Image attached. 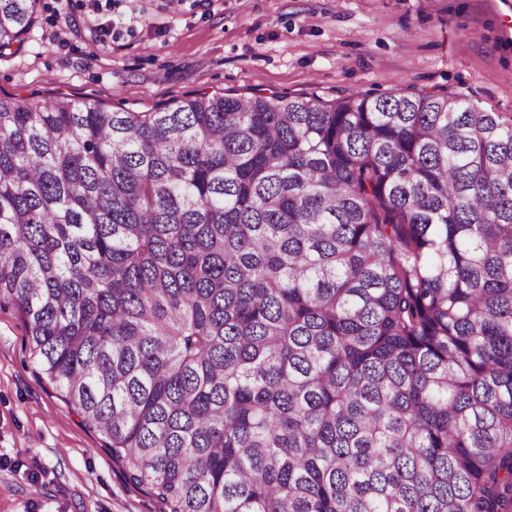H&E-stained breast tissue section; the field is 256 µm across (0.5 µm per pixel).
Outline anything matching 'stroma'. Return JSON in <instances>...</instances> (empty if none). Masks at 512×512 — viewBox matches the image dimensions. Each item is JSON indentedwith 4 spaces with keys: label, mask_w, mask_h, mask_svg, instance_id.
<instances>
[{
    "label": "stroma",
    "mask_w": 512,
    "mask_h": 512,
    "mask_svg": "<svg viewBox=\"0 0 512 512\" xmlns=\"http://www.w3.org/2000/svg\"><path fill=\"white\" fill-rule=\"evenodd\" d=\"M0 96L148 112L205 92L448 90L512 113V0H39ZM0 512H162L0 309Z\"/></svg>",
    "instance_id": "stroma-1"
}]
</instances>
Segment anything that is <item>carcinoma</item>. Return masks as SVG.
<instances>
[{
	"mask_svg": "<svg viewBox=\"0 0 512 512\" xmlns=\"http://www.w3.org/2000/svg\"><path fill=\"white\" fill-rule=\"evenodd\" d=\"M3 304L163 512H512L511 112L0 96Z\"/></svg>",
	"mask_w": 512,
	"mask_h": 512,
	"instance_id": "1",
	"label": "carcinoma"
}]
</instances>
